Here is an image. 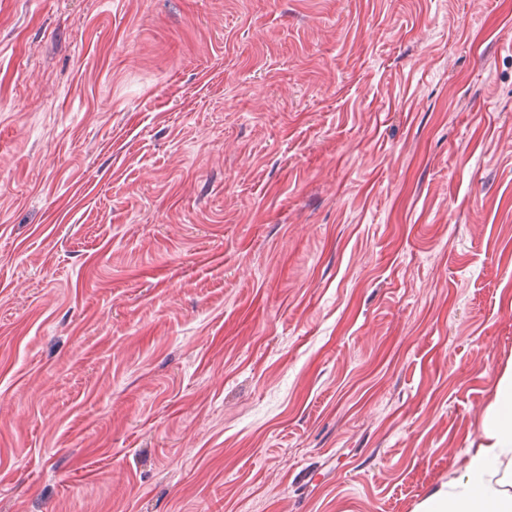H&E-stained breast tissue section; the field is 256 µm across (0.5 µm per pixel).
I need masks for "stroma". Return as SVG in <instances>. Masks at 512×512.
<instances>
[{"instance_id": "1", "label": "stroma", "mask_w": 512, "mask_h": 512, "mask_svg": "<svg viewBox=\"0 0 512 512\" xmlns=\"http://www.w3.org/2000/svg\"><path fill=\"white\" fill-rule=\"evenodd\" d=\"M512 362V0H0V512H415Z\"/></svg>"}]
</instances>
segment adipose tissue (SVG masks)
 Masks as SVG:
<instances>
[{"instance_id": "obj_1", "label": "adipose tissue", "mask_w": 512, "mask_h": 512, "mask_svg": "<svg viewBox=\"0 0 512 512\" xmlns=\"http://www.w3.org/2000/svg\"><path fill=\"white\" fill-rule=\"evenodd\" d=\"M417 512H512V369L499 377L464 475L428 495Z\"/></svg>"}]
</instances>
